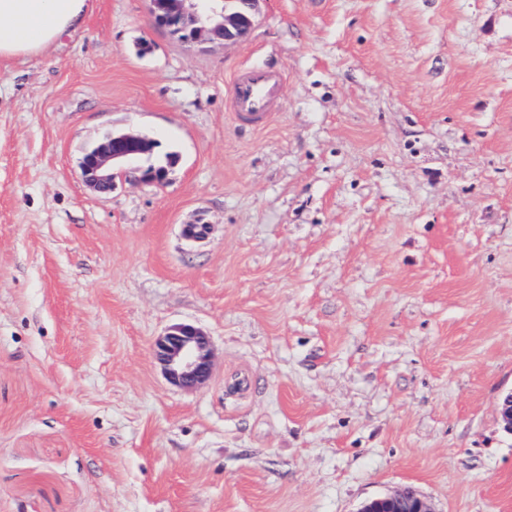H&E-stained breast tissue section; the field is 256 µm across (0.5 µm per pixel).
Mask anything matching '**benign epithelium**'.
Masks as SVG:
<instances>
[{
	"instance_id": "benign-epithelium-1",
	"label": "benign epithelium",
	"mask_w": 512,
	"mask_h": 512,
	"mask_svg": "<svg viewBox=\"0 0 512 512\" xmlns=\"http://www.w3.org/2000/svg\"><path fill=\"white\" fill-rule=\"evenodd\" d=\"M260 0H149L154 23L183 43H235L254 28ZM151 143L132 133H114L91 149L81 163L85 181L97 192L112 190L114 170L130 179L163 184L169 169L139 166ZM155 359L167 379L183 390H196L209 380L213 352L207 334L189 323L171 325L153 344ZM357 512H435L412 488L364 503Z\"/></svg>"
}]
</instances>
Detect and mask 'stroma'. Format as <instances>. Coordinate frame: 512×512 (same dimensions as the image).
Segmentation results:
<instances>
[{
	"mask_svg": "<svg viewBox=\"0 0 512 512\" xmlns=\"http://www.w3.org/2000/svg\"><path fill=\"white\" fill-rule=\"evenodd\" d=\"M148 0L0 61V512H512V0ZM284 76L261 128L233 74ZM164 185L84 182L112 132ZM187 224L208 232L192 241ZM209 336L186 391L152 343ZM221 2L220 5L218 2ZM260 0H150L154 23L183 43H235L254 28ZM190 24L193 27H185ZM358 512H435V510L417 491L405 487L364 503Z\"/></svg>",
	"mask_w": 512,
	"mask_h": 512,
	"instance_id": "obj_1",
	"label": "stroma"
}]
</instances>
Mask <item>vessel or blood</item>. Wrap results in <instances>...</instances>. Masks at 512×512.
Masks as SVG:
<instances>
[{"instance_id":"1","label":"vessel or blood","mask_w":512,"mask_h":512,"mask_svg":"<svg viewBox=\"0 0 512 512\" xmlns=\"http://www.w3.org/2000/svg\"><path fill=\"white\" fill-rule=\"evenodd\" d=\"M279 75L260 68L237 73L230 84L233 110L236 115L256 120L269 119L281 98Z\"/></svg>"}]
</instances>
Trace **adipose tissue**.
Here are the masks:
<instances>
[{
    "label": "adipose tissue",
    "instance_id": "ef3b65f1",
    "mask_svg": "<svg viewBox=\"0 0 512 512\" xmlns=\"http://www.w3.org/2000/svg\"><path fill=\"white\" fill-rule=\"evenodd\" d=\"M89 0H0V60L35 55L76 32Z\"/></svg>",
    "mask_w": 512,
    "mask_h": 512
}]
</instances>
